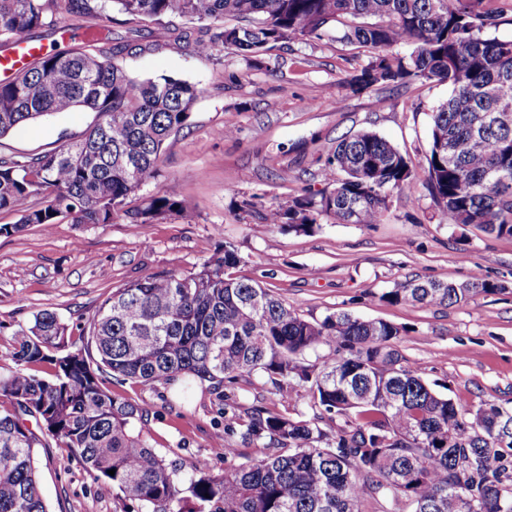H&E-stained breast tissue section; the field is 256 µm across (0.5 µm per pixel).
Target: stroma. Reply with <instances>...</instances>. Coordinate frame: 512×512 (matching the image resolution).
Here are the masks:
<instances>
[{"instance_id": "stroma-1", "label": "stroma", "mask_w": 512, "mask_h": 512, "mask_svg": "<svg viewBox=\"0 0 512 512\" xmlns=\"http://www.w3.org/2000/svg\"><path fill=\"white\" fill-rule=\"evenodd\" d=\"M369 57L333 30L277 45L252 65L230 48L125 57L134 76L170 75L205 90L141 190L174 197L187 212L140 227L121 218L81 225L64 218L48 234L32 225L0 235V366H11L13 335L38 312L86 324L117 288L154 273L198 271L230 243L242 257L236 276L272 288L304 318L345 310L403 327L398 348L408 365L448 386L456 403L512 409V237L449 224L421 187L393 193L381 223L324 222L307 234L261 224L237 207L245 197L268 207L322 191L337 140L361 130L391 141L414 169L424 166L431 109L447 98V85L353 91L348 80ZM95 120L83 109L48 116L0 138V152L52 151L80 139ZM476 270L498 292L453 306L382 299L410 279L463 283ZM114 390L147 410L157 451L187 471L199 464L223 471L224 451L211 439L224 421L199 389L128 382ZM35 453L49 512H115L111 484L93 482L77 461L59 470L57 444Z\"/></svg>"}]
</instances>
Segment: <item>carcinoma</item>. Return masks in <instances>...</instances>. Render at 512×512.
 I'll use <instances>...</instances> for the list:
<instances>
[{"mask_svg":"<svg viewBox=\"0 0 512 512\" xmlns=\"http://www.w3.org/2000/svg\"><path fill=\"white\" fill-rule=\"evenodd\" d=\"M106 2L125 16L124 32L103 27L0 83V138L58 112L97 115L77 142L0 157V212L19 216L0 224L1 235L34 224L48 232L61 218L138 225L189 216L177 199L140 191L204 89L173 76L133 77L124 56L173 40L198 55L232 47L250 62L339 24L341 40L371 52L353 90L448 84V99L432 111L423 177L387 139L361 131L336 144L319 194L263 209L244 198L239 209L298 233L323 220L378 224L391 194H410L420 181L450 223L512 236V39L483 35L495 23L483 0H0V49L52 38L60 17L91 23ZM400 44L409 55L390 51ZM241 262L226 245L195 273L126 284L77 337L48 311L14 333V367L0 371V400L9 402L0 405V512H48L32 451L48 437L64 449L62 463L78 460L93 481L112 484L117 512H364L379 496L391 512H512L511 410L456 404L406 364L402 328L343 310L306 320L273 289L235 277ZM498 290L476 273L463 288L411 279L381 299L448 306ZM310 353L318 363L306 362ZM255 375L288 406L302 396L313 416L243 406L235 385ZM108 376L199 388L224 415V434L213 439L224 471L186 472L157 452L146 411L112 392ZM225 436L237 442L224 447ZM252 445L264 456L238 462L239 447Z\"/></svg>","mask_w":512,"mask_h":512,"instance_id":"carcinoma-1","label":"carcinoma"}]
</instances>
